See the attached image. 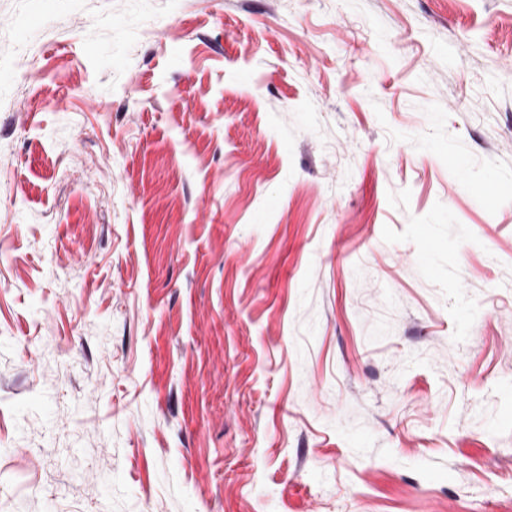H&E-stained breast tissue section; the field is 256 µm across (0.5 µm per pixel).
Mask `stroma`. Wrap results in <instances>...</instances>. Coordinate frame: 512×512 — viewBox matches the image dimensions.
Instances as JSON below:
<instances>
[{"label":"stroma","instance_id":"stroma-1","mask_svg":"<svg viewBox=\"0 0 512 512\" xmlns=\"http://www.w3.org/2000/svg\"><path fill=\"white\" fill-rule=\"evenodd\" d=\"M0 512H512V0H0Z\"/></svg>","mask_w":512,"mask_h":512}]
</instances>
